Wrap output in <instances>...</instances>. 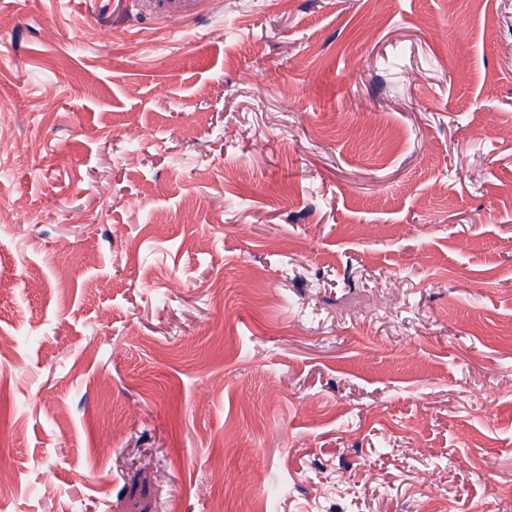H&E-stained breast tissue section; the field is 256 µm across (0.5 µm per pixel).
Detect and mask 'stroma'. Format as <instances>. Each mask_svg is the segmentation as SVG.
Listing matches in <instances>:
<instances>
[{
    "mask_svg": "<svg viewBox=\"0 0 512 512\" xmlns=\"http://www.w3.org/2000/svg\"><path fill=\"white\" fill-rule=\"evenodd\" d=\"M1 204L0 512H512V0H0Z\"/></svg>",
    "mask_w": 512,
    "mask_h": 512,
    "instance_id": "35a3bbf8",
    "label": "stroma"
}]
</instances>
